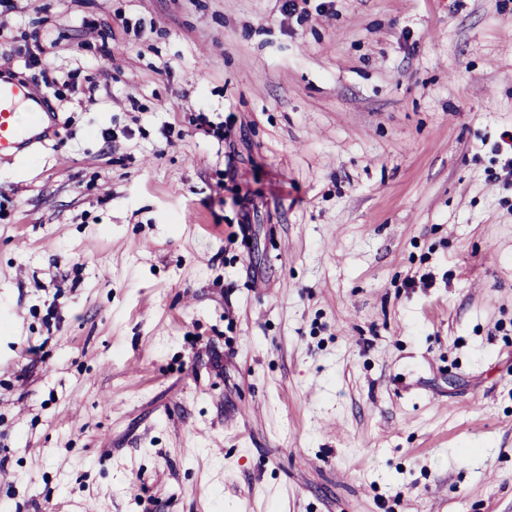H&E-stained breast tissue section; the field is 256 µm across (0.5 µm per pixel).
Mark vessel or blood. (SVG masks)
<instances>
[{"label": "vessel or blood", "mask_w": 512, "mask_h": 512, "mask_svg": "<svg viewBox=\"0 0 512 512\" xmlns=\"http://www.w3.org/2000/svg\"><path fill=\"white\" fill-rule=\"evenodd\" d=\"M41 103L24 84L0 78V156L17 155L50 134L46 115L38 110Z\"/></svg>", "instance_id": "obj_1"}]
</instances>
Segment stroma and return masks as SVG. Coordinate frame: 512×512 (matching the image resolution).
Here are the masks:
<instances>
[{"mask_svg":"<svg viewBox=\"0 0 512 512\" xmlns=\"http://www.w3.org/2000/svg\"><path fill=\"white\" fill-rule=\"evenodd\" d=\"M284 3L0 0V512H512V0ZM26 86L13 80L0 78V156H15L36 140L52 131L53 113L37 112L44 102L37 94L31 95ZM26 104L32 119L23 122L19 106ZM45 118L49 124L45 127Z\"/></svg>","mask_w":512,"mask_h":512,"instance_id":"35a3bbf8","label":"stroma"}]
</instances>
